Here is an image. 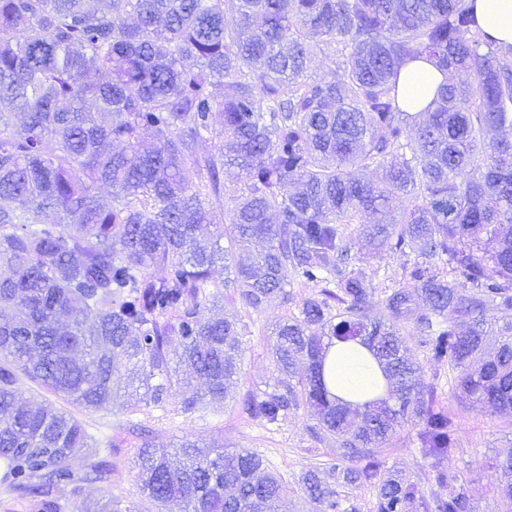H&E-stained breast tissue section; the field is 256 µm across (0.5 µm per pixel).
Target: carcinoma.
Segmentation results:
<instances>
[{
  "label": "carcinoma",
  "mask_w": 512,
  "mask_h": 512,
  "mask_svg": "<svg viewBox=\"0 0 512 512\" xmlns=\"http://www.w3.org/2000/svg\"><path fill=\"white\" fill-rule=\"evenodd\" d=\"M320 43L339 75L307 74ZM420 60L444 80L408 112L399 72ZM506 127L512 46L466 0H236L230 21L223 0H0V485L62 512L59 487L111 484L82 422L23 400L22 379L134 413L163 406L185 363L203 387L184 409L203 410L230 395L243 356L239 323L214 312L229 298L255 311L286 301L293 277L321 296L275 325L277 382L244 410L269 425L318 410L311 433L346 466L304 476L313 512H340L338 479L377 485L374 512H471L462 483L440 473L448 494L428 497L381 468L405 422L437 466L457 445L417 383L409 322L462 397L512 407V140L493 137ZM367 213L373 223L343 231ZM361 238L425 258L375 318L351 267ZM335 340L370 351L385 398L360 412L329 395ZM180 449L175 466L141 444L129 512H279L281 480L258 453ZM500 468L512 512V457Z\"/></svg>",
  "instance_id": "obj_1"
}]
</instances>
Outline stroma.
I'll list each match as a JSON object with an SVG mask.
<instances>
[{
  "instance_id": "stroma-1",
  "label": "stroma",
  "mask_w": 512,
  "mask_h": 512,
  "mask_svg": "<svg viewBox=\"0 0 512 512\" xmlns=\"http://www.w3.org/2000/svg\"><path fill=\"white\" fill-rule=\"evenodd\" d=\"M416 260L413 254H375L365 248L354 251L352 266L373 290L368 315H379L385 292L403 285L404 268ZM287 291V300H273L258 313L237 302L225 303L224 314L240 320L244 326V355L240 380L232 397L213 404L209 413H191L182 408L187 386L197 383L193 377L187 385H173L161 409L144 407L131 414L118 407L98 412L74 408V415L98 440L101 458L111 464L112 483L105 489L87 487L77 499L68 490H60L64 512H92L95 503L107 495L112 497L119 512H124L138 499L133 460L142 440H149L156 448L173 449L187 438L204 445L218 442L256 451L281 476L291 512H306L300 478L311 467L336 462L338 450L334 440L317 441L311 437L307 427L314 411L307 406L277 426L252 419L242 410L247 395L271 390L275 382L271 358L274 325L286 308H299L305 299L318 295L320 288L312 283L294 282L288 285ZM404 334L408 355L420 367L421 385L435 389L438 407L456 425L457 448L441 468L431 467L422 457L417 427L404 425L386 448L383 473L417 481L427 492L437 490V474L462 479L467 483L476 512H503L498 464L512 455V409L475 406L454 394L453 375L447 365L430 360L421 336L413 327H406Z\"/></svg>"
}]
</instances>
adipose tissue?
<instances>
[{
  "label": "adipose tissue",
  "mask_w": 512,
  "mask_h": 512,
  "mask_svg": "<svg viewBox=\"0 0 512 512\" xmlns=\"http://www.w3.org/2000/svg\"><path fill=\"white\" fill-rule=\"evenodd\" d=\"M479 26L500 44L512 45V0H475ZM442 75L430 63L416 61L400 72L398 88L410 112L423 111L433 98ZM325 381L332 395L355 406L385 397L384 373L363 346L354 341L333 343L327 352Z\"/></svg>",
  "instance_id": "1"
}]
</instances>
